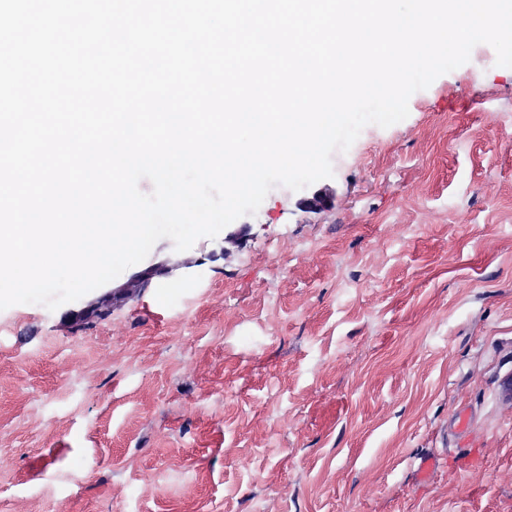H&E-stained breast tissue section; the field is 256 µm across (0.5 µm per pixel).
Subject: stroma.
<instances>
[{"label": "stroma", "instance_id": "1", "mask_svg": "<svg viewBox=\"0 0 512 512\" xmlns=\"http://www.w3.org/2000/svg\"><path fill=\"white\" fill-rule=\"evenodd\" d=\"M408 106L327 208L159 240L104 316L0 311V512H512V68L477 45Z\"/></svg>", "mask_w": 512, "mask_h": 512}]
</instances>
